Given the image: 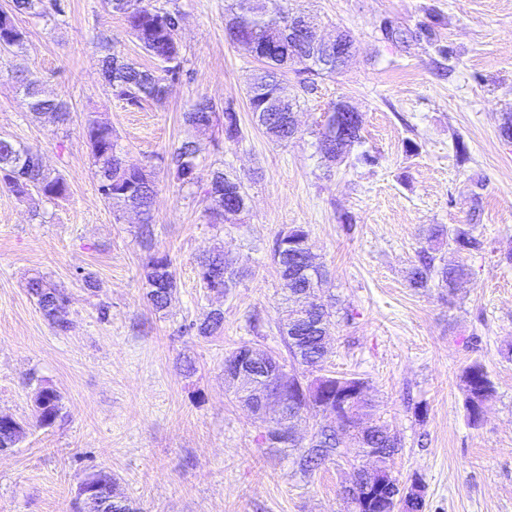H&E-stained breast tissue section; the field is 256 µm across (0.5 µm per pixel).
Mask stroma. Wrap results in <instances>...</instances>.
<instances>
[{"mask_svg":"<svg viewBox=\"0 0 512 512\" xmlns=\"http://www.w3.org/2000/svg\"><path fill=\"white\" fill-rule=\"evenodd\" d=\"M152 3L179 12L186 59L158 103L129 105L105 85L98 61L108 50L150 63L105 0H43L15 14L26 43L0 53V137L37 150L69 185L63 200L0 189V414L30 419L40 383L64 403L52 428L0 453V512H73L78 483L102 468L143 512H347L342 491L364 461L358 448L305 475L286 449L264 443L266 421L224 383V357L238 346L285 351L278 326L288 310L271 247L297 224L337 303L327 368L367 380L371 419L401 440L396 477L422 482L424 512H512V265L502 261L512 252V139L501 133L512 113V0H287L317 15L323 34L350 31L356 51L330 77L287 73L304 133L285 144L249 108L258 64L225 35L227 0ZM388 23L403 40L387 38ZM18 71L69 105L68 124L30 115ZM202 96L234 102L239 141L225 139L220 116L202 137L184 124ZM342 97L361 113V148L376 165L321 157L317 124ZM90 112L112 123L129 163L156 176L154 249L169 253L178 281L166 310L144 298L151 251L133 216L116 218L98 191L83 132ZM192 138L203 170L242 178L250 203L236 223L210 224L204 185L168 178L175 148ZM434 224L475 225L484 243L442 250L470 272L453 297L406 280ZM216 247L248 273L210 298L196 258ZM35 275L66 291V332L28 295ZM212 307L224 311L223 333L190 331ZM475 360L496 387L477 427L459 386Z\"/></svg>","mask_w":512,"mask_h":512,"instance_id":"1","label":"stroma"}]
</instances>
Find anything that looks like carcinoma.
<instances>
[{
	"mask_svg": "<svg viewBox=\"0 0 512 512\" xmlns=\"http://www.w3.org/2000/svg\"><path fill=\"white\" fill-rule=\"evenodd\" d=\"M112 12L123 17L127 29L139 42L144 53L154 61V67L144 68L112 51L100 60L101 74L112 94L128 104L139 106L145 101H160L167 93V80L175 78L183 70L184 58L178 38L175 21L178 13L165 8L151 7L143 0H107ZM225 25L232 41L247 40L254 43V54L261 64L259 73L247 88L249 108L256 116L258 125L278 142H287L302 135L295 127L289 102L295 100L288 93L285 74L288 66L297 65L300 74L320 76L333 74L336 69L325 68L316 57L275 55L269 51L288 39V10L278 5L270 8L268 0H231L227 8ZM16 83L23 89L27 108L35 115H44L54 122L68 120L67 106L46 97L39 89V80L33 74L19 75ZM216 105L207 97L199 98L192 108L184 113V122L199 133H206L213 127ZM348 133H336V113L325 111V121L319 130L320 149L333 160L352 157L356 166L374 165L377 159L366 153L351 154L355 145L361 143V123L352 117L345 118ZM92 165L98 181V190L112 207L115 216L127 210L138 209L146 215V222L140 225V236L145 246L152 247L153 203L157 194V183L152 171L145 167L131 170L123 165L122 150L118 147L117 136L112 123L95 112L87 115L84 124ZM197 143L185 140L175 150L168 168L169 178L181 184L202 182L197 163ZM244 185L238 176H231L222 170H214L207 176L205 194L222 196V209L209 208L212 224H224L240 214L247 207L246 191L237 194L233 188ZM0 187L7 188L18 197H28L35 191L48 199H64L69 194V185L61 175L50 174L39 162V155L31 148L8 138H0ZM427 240L443 241L457 250H479L482 242L474 235L471 224H457L452 227L436 225L429 230ZM288 243V260L283 261L271 255L280 279L281 292L285 301L293 303L291 314L294 319L288 330H281L280 336L287 349L288 359L284 360L267 352V360L258 367L255 389L274 384L275 372L284 371L285 361L294 366L292 375L293 394L297 398L296 411L288 412L276 425L268 428L263 440L277 448H288L295 454L300 471L312 475L341 456V448L347 439L357 443L359 448L376 449L375 463L380 472L397 485V491L404 490L399 480L392 476V463L399 441L390 435L389 428L375 425L369 429L360 427L359 415L368 408L365 398L367 385L358 376L322 374L317 382L306 380L309 370H322L329 356L326 338L335 326L336 302L322 300L317 296L316 287L321 284L325 270L322 265H305L302 262L304 246L308 243V232L301 225L280 231L274 245ZM197 275L200 287L206 292L216 288L227 292L225 285L235 284L244 276V270L235 266L232 259L217 247L197 261ZM468 277L467 269L461 266L440 264L438 257L429 249H421L410 267L407 280L413 288H427L434 285L448 289V295H455L460 283ZM145 299L156 310H163L177 289V278L169 254L155 252L150 255L143 272ZM27 292L36 299L44 318L58 332L68 328V322L57 317L56 306L68 302L67 294L48 287L43 278L28 280ZM189 329L199 336H215L224 332V311L211 309L203 320L189 324ZM464 404L469 422L476 426L482 421V409L494 399L495 386L485 367L478 361L468 364L460 376ZM350 390L353 399L349 403V419L346 428L336 431L321 426L311 441L303 445L289 435L293 419L315 414L328 417V412L340 408L336 394ZM34 416L29 423L12 420L0 422V448L8 450L16 446V432L27 434L30 427L48 429L61 417L64 405L61 394L51 386L38 384L33 393ZM88 512H138L127 500L120 497L107 502L96 500Z\"/></svg>",
	"mask_w": 512,
	"mask_h": 512,
	"instance_id": "obj_1",
	"label": "carcinoma"
}]
</instances>
